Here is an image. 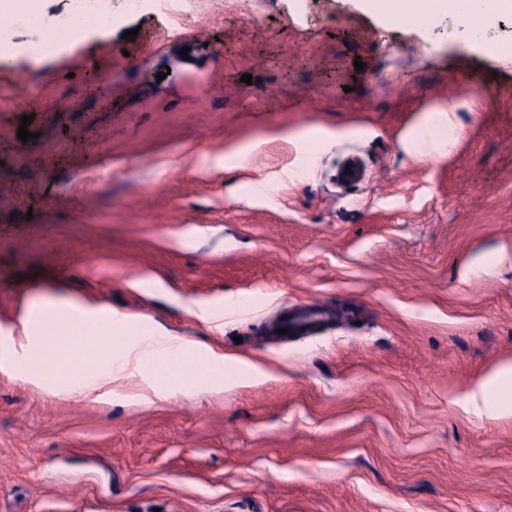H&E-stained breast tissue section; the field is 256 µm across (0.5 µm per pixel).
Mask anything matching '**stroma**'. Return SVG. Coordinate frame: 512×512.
Segmentation results:
<instances>
[{
  "label": "stroma",
  "mask_w": 512,
  "mask_h": 512,
  "mask_svg": "<svg viewBox=\"0 0 512 512\" xmlns=\"http://www.w3.org/2000/svg\"><path fill=\"white\" fill-rule=\"evenodd\" d=\"M108 2L73 39L43 0L38 65L0 17V340L75 300L262 373L75 398L60 354L0 361V512H512V412L470 405L512 357V15ZM306 304L320 330L273 329Z\"/></svg>",
  "instance_id": "1"
}]
</instances>
